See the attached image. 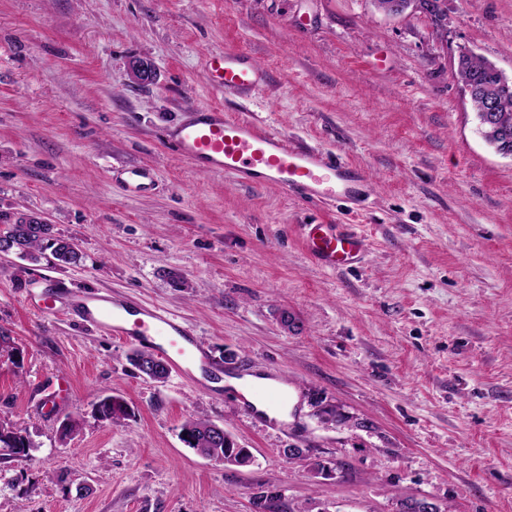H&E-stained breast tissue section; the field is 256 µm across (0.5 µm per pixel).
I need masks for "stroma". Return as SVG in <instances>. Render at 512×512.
Wrapping results in <instances>:
<instances>
[{"instance_id": "35a3bbf8", "label": "stroma", "mask_w": 512, "mask_h": 512, "mask_svg": "<svg viewBox=\"0 0 512 512\" xmlns=\"http://www.w3.org/2000/svg\"><path fill=\"white\" fill-rule=\"evenodd\" d=\"M446 7L439 34L371 0H0V216L42 217L81 253L70 267L0 253L15 349L0 354V423L33 442L0 455V512H394L403 495L512 512V158L483 140L453 72L465 48L512 78V0ZM227 49L265 69L259 90L208 83L206 55ZM139 58L153 83L133 78ZM205 105L356 166L365 202L192 169L165 134ZM135 166L155 172L151 193L120 186ZM304 224L364 233L361 268L317 265ZM44 277L178 314L225 376L286 381L289 421L142 377L132 345L29 308ZM313 392L351 425L318 423ZM107 396L128 417L99 418ZM196 416L251 464L188 448Z\"/></svg>"}]
</instances>
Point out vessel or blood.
Masks as SVG:
<instances>
[{
	"label": "vessel or blood",
	"instance_id": "vessel-or-blood-1",
	"mask_svg": "<svg viewBox=\"0 0 512 512\" xmlns=\"http://www.w3.org/2000/svg\"><path fill=\"white\" fill-rule=\"evenodd\" d=\"M205 71L212 86L227 92H251L265 82L262 68L251 56L238 51L209 54ZM166 140L198 171L229 174L244 184L271 183L310 199L329 194L353 202L364 181L362 172L349 163L318 150L292 146L279 133L218 107H197L187 120L167 131ZM122 182L132 194L149 192L155 185L152 170L144 167L125 169ZM302 244L320 266L348 270L360 262L368 240L360 233L338 230L333 224H306ZM61 293L54 280H47L43 291L33 296L34 310L54 313ZM69 312L103 335L150 348L170 372L188 383L201 378L215 380L222 372L220 362L200 343L193 329L165 308L131 306L109 295L88 292L70 303ZM241 392L275 406L288 402L287 391L252 381L243 382Z\"/></svg>",
	"mask_w": 512,
	"mask_h": 512
}]
</instances>
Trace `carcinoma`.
<instances>
[{"label":"carcinoma","instance_id":"cac0c4a2","mask_svg":"<svg viewBox=\"0 0 512 512\" xmlns=\"http://www.w3.org/2000/svg\"><path fill=\"white\" fill-rule=\"evenodd\" d=\"M404 8L424 14L432 24L441 29L446 20L444 9L445 0H437V11L428 10L430 0H402ZM457 80L468 94L475 112L483 111L485 100L489 97L496 99L497 110L494 112L492 125L481 129L480 134L488 144L508 141L507 149L512 151V81L502 79L496 66L487 59L469 50H462L454 62ZM6 244L11 252L21 255L32 262H37L43 252L51 250L56 264L62 267L74 266L80 261L78 247L75 243L52 235L50 224H27L20 219L13 224L5 223L0 230V244ZM100 418L114 421L128 416V408L123 399L109 396L99 403ZM215 423L205 418H190L182 426V440L189 447L203 456L222 459L227 451L245 455L246 448L235 446L234 442L217 441L214 438ZM31 441L28 436L18 429H8L0 432V450L6 455L25 459L29 455Z\"/></svg>","mask_w":512,"mask_h":512}]
</instances>
